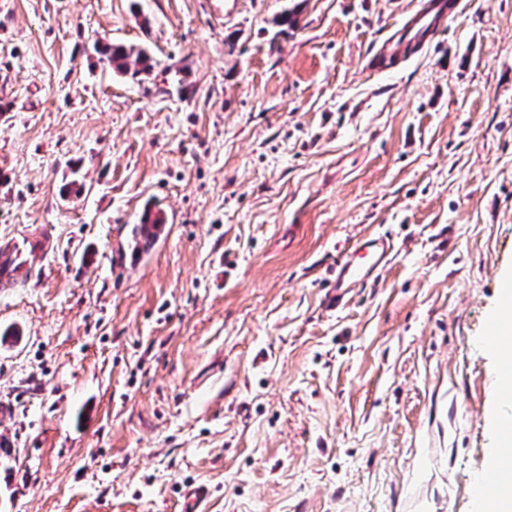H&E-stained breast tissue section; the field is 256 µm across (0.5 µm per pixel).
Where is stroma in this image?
Instances as JSON below:
<instances>
[{"instance_id": "stroma-1", "label": "stroma", "mask_w": 512, "mask_h": 512, "mask_svg": "<svg viewBox=\"0 0 512 512\" xmlns=\"http://www.w3.org/2000/svg\"><path fill=\"white\" fill-rule=\"evenodd\" d=\"M0 0V512H473L512 281V0ZM146 49L139 82L94 43ZM170 235L130 267L145 209ZM395 253L324 307L358 238ZM435 1V4L429 11H420L416 13L407 23L394 33L391 43H394L398 38H403L406 41L410 38L419 39L427 29L431 32L439 27L447 11V7L445 6L446 3L444 2L446 0ZM54 243L48 229L38 234L19 231L0 237V288H20L32 282L35 261L52 254Z\"/></svg>"}]
</instances>
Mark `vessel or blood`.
<instances>
[{
	"instance_id": "obj_1",
	"label": "vessel or blood",
	"mask_w": 512,
	"mask_h": 512,
	"mask_svg": "<svg viewBox=\"0 0 512 512\" xmlns=\"http://www.w3.org/2000/svg\"><path fill=\"white\" fill-rule=\"evenodd\" d=\"M444 0H436L432 10L416 13L397 32L403 39L420 38L425 31L436 29L444 19ZM54 243L49 231L32 234L20 231L0 237V288H20L32 282L36 260L52 254ZM394 252L388 235L374 233L360 239L353 249L337 260L327 284L324 303L337 309L346 303L355 289L376 282Z\"/></svg>"
}]
</instances>
